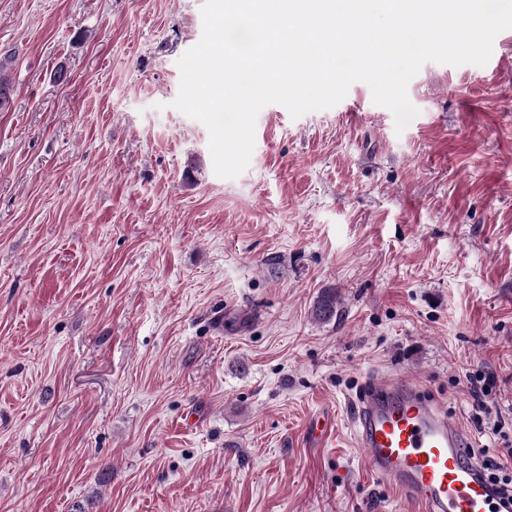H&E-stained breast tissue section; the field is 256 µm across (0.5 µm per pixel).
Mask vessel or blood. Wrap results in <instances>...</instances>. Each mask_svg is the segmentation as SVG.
Masks as SVG:
<instances>
[{"label": "vessel or blood", "instance_id": "obj_1", "mask_svg": "<svg viewBox=\"0 0 512 512\" xmlns=\"http://www.w3.org/2000/svg\"><path fill=\"white\" fill-rule=\"evenodd\" d=\"M368 470L426 512H497L499 499L446 411L404 379L372 380L355 410Z\"/></svg>", "mask_w": 512, "mask_h": 512}]
</instances>
